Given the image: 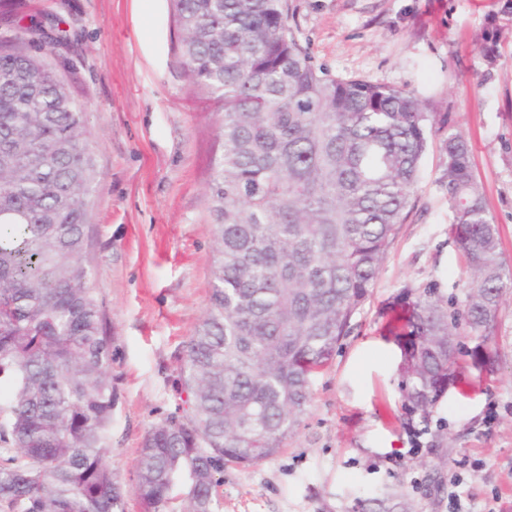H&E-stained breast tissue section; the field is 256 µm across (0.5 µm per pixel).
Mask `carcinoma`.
I'll return each mask as SVG.
<instances>
[{
  "instance_id": "cac0c4a2",
  "label": "carcinoma",
  "mask_w": 512,
  "mask_h": 512,
  "mask_svg": "<svg viewBox=\"0 0 512 512\" xmlns=\"http://www.w3.org/2000/svg\"><path fill=\"white\" fill-rule=\"evenodd\" d=\"M184 75L222 112L204 193L211 294L185 344L187 408L136 464L144 512H219L227 463L276 457L336 356L415 192L432 132L461 252L464 300L404 287L394 304L407 404L428 415L471 365L499 358L512 270L470 145L411 92L317 65L288 0H170ZM28 43L0 41V512H127L112 470V339L91 287L97 188L82 113Z\"/></svg>"
}]
</instances>
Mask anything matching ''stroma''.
<instances>
[{
	"instance_id": "obj_1",
	"label": "stroma",
	"mask_w": 512,
	"mask_h": 512,
	"mask_svg": "<svg viewBox=\"0 0 512 512\" xmlns=\"http://www.w3.org/2000/svg\"><path fill=\"white\" fill-rule=\"evenodd\" d=\"M288 3L302 44L332 74L410 91L464 132L512 266V0ZM35 24L90 131L99 184L87 260L112 338L110 462L127 512H143L131 494L139 450L184 404V345L208 306L204 191L219 115L184 76L169 0H0V37ZM440 145L432 134L408 215L294 434L273 459L225 465L220 512H380L387 498L450 512L453 474L464 512H512V298L495 327L497 373L460 357L457 384L426 417L404 401L389 333L404 287L458 296L467 286L448 239Z\"/></svg>"
}]
</instances>
